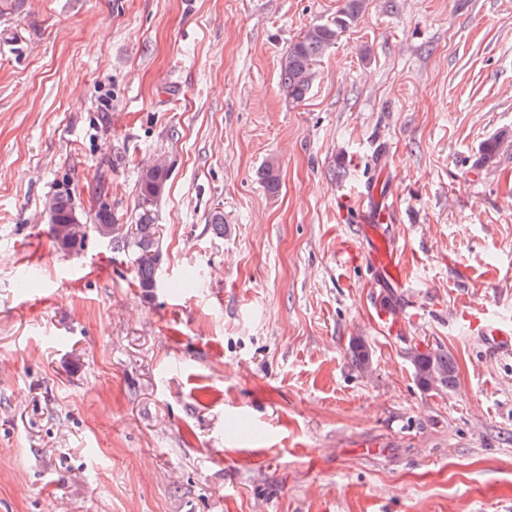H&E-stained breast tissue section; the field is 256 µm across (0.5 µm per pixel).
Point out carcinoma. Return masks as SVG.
Returning a JSON list of instances; mask_svg holds the SVG:
<instances>
[{
    "mask_svg": "<svg viewBox=\"0 0 512 512\" xmlns=\"http://www.w3.org/2000/svg\"><path fill=\"white\" fill-rule=\"evenodd\" d=\"M363 8V0H345L344 6L336 18L309 26L288 48L280 61L281 85L286 100L293 103L302 101L312 85L314 70L310 65L316 63L333 47L341 34L356 20ZM505 136L500 135L483 144L480 163L490 162L504 143ZM169 171L165 167L152 165L142 169L138 176L139 199L147 201L158 187L166 186ZM262 180L267 191L274 193L279 188L276 164L266 163L262 169ZM73 202L68 195L53 198L58 222L67 221ZM113 247L132 260L138 287L150 296L157 287L158 264L150 253L159 251L157 225L153 216L147 211L140 212L137 224L123 228L114 225L112 235ZM352 361L360 371L369 367L370 355L362 340H356L351 346ZM411 363L418 385L425 390L452 387L455 382L456 366L450 353L437 349L416 352L411 356Z\"/></svg>",
    "mask_w": 512,
    "mask_h": 512,
    "instance_id": "carcinoma-1",
    "label": "carcinoma"
}]
</instances>
